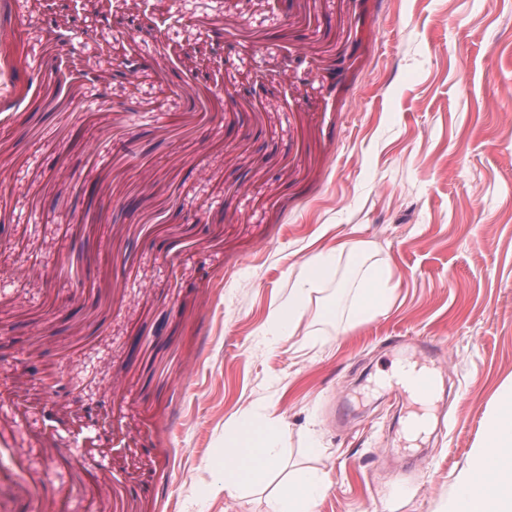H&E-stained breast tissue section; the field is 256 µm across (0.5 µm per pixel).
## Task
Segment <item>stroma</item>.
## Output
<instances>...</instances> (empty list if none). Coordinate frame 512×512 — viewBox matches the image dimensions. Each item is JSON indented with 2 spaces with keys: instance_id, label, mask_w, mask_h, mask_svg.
<instances>
[{
  "instance_id": "obj_1",
  "label": "stroma",
  "mask_w": 512,
  "mask_h": 512,
  "mask_svg": "<svg viewBox=\"0 0 512 512\" xmlns=\"http://www.w3.org/2000/svg\"><path fill=\"white\" fill-rule=\"evenodd\" d=\"M104 7L192 16L179 61L139 36L116 77ZM48 8L0 0V512H267L302 468L329 475L315 512H444L512 377V0H79L72 51ZM215 29L219 89L195 77ZM339 241L389 259L387 312L269 341ZM424 336L442 387L407 449L393 370ZM268 407L282 467L225 495L224 433ZM231 45L232 44L224 40V36L222 34H216L215 38L211 40L210 64L212 74L215 78H217V76H221L222 65L229 59V48Z\"/></svg>"
}]
</instances>
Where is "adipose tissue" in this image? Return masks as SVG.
<instances>
[{"mask_svg": "<svg viewBox=\"0 0 512 512\" xmlns=\"http://www.w3.org/2000/svg\"><path fill=\"white\" fill-rule=\"evenodd\" d=\"M343 257L355 274L348 326L365 323L387 311L392 298L387 286L389 262L367 264L363 246L340 242L304 261L296 288L272 317L271 340L296 334L317 284ZM284 431L283 423L271 413L252 409L241 412L224 438L220 456L218 470L225 492L241 494L279 468ZM328 486L327 474L304 475L270 500L269 512H314ZM446 512H512V378L499 386L496 404L484 418L483 438L467 467L454 477Z\"/></svg>", "mask_w": 512, "mask_h": 512, "instance_id": "adipose-tissue-1", "label": "adipose tissue"}]
</instances>
